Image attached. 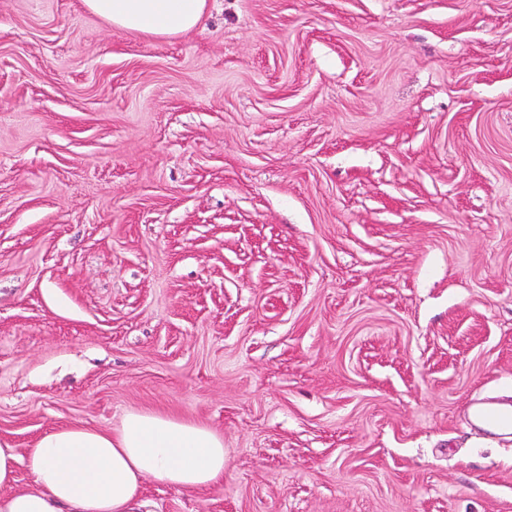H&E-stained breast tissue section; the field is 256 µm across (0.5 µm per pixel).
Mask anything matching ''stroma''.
Masks as SVG:
<instances>
[{
  "mask_svg": "<svg viewBox=\"0 0 512 512\" xmlns=\"http://www.w3.org/2000/svg\"><path fill=\"white\" fill-rule=\"evenodd\" d=\"M512 0H0V441L224 437L149 512H512ZM85 9L119 29L159 38L195 30L205 15L207 0H83ZM472 417L481 424L501 431H512V404L470 406Z\"/></svg>",
  "mask_w": 512,
  "mask_h": 512,
  "instance_id": "35a3bbf8",
  "label": "stroma"
}]
</instances>
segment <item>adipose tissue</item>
I'll return each instance as SVG.
<instances>
[{
  "instance_id": "1",
  "label": "adipose tissue",
  "mask_w": 512,
  "mask_h": 512,
  "mask_svg": "<svg viewBox=\"0 0 512 512\" xmlns=\"http://www.w3.org/2000/svg\"><path fill=\"white\" fill-rule=\"evenodd\" d=\"M119 29L159 38L195 30L207 0H83ZM33 478L17 488V470ZM224 477V438L206 425L132 410L114 429L83 424L41 435L26 455L0 443V512H136L145 479L189 491Z\"/></svg>"
}]
</instances>
